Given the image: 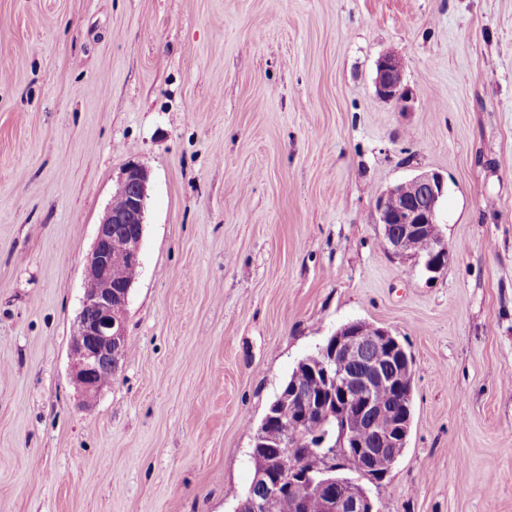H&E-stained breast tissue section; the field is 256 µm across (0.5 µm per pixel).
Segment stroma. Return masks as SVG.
<instances>
[{"label":"stroma","instance_id":"stroma-1","mask_svg":"<svg viewBox=\"0 0 512 512\" xmlns=\"http://www.w3.org/2000/svg\"><path fill=\"white\" fill-rule=\"evenodd\" d=\"M132 162L130 353L88 401L69 342ZM424 171L437 274L374 221ZM355 320L412 356L377 512H512V0H0V512H236L283 382ZM375 90L380 99L394 102L402 111L411 107L414 100L411 89L404 84L401 58L385 52L376 62Z\"/></svg>","mask_w":512,"mask_h":512}]
</instances>
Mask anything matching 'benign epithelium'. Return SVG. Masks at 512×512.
Segmentation results:
<instances>
[{"label":"benign epithelium","instance_id":"benign-epithelium-1","mask_svg":"<svg viewBox=\"0 0 512 512\" xmlns=\"http://www.w3.org/2000/svg\"><path fill=\"white\" fill-rule=\"evenodd\" d=\"M375 90L379 98L406 111L414 100L404 84L401 58L382 54L376 62ZM147 170L130 163L117 183L113 199L97 227L93 249L86 265L85 289L78 314L77 329L70 342L71 379L89 400L112 380L121 368L120 354L127 344L126 307L133 286L117 282L113 272L140 267L139 252L144 232L147 200ZM444 194V179L436 172H422L378 193L375 202L377 223L383 226L387 249L398 256H416L427 272H441L448 263V243L438 228L437 208ZM430 242L429 250L415 251L417 241ZM333 343L301 366L320 384L314 393L297 387L283 401L298 419L316 415L320 424L301 431L321 448L323 463L292 467L288 460H270L252 453L255 467L254 490L238 512H266L265 498L287 493L299 506L311 498L323 502L326 512H375L374 503L357 480L333 476L343 469L346 458L358 462L360 472L370 470L374 458L390 469L402 454L409 434L412 405L411 360L401 351L391 332L375 325L354 321L332 334ZM386 387L394 400L376 403L371 393ZM336 418L342 433L349 427L372 421L376 448L363 444L351 447L340 439L328 443L323 423ZM295 424L282 419L264 421L256 439L266 448H286Z\"/></svg>","mask_w":512,"mask_h":512}]
</instances>
